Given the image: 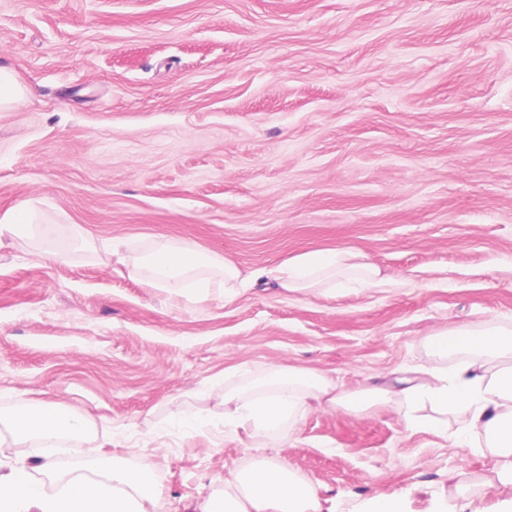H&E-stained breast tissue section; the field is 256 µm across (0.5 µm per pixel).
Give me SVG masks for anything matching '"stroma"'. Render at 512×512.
<instances>
[{"instance_id": "obj_1", "label": "stroma", "mask_w": 512, "mask_h": 512, "mask_svg": "<svg viewBox=\"0 0 512 512\" xmlns=\"http://www.w3.org/2000/svg\"><path fill=\"white\" fill-rule=\"evenodd\" d=\"M0 64L29 89L0 110V219L29 203L45 246H0V416L83 418L78 441L0 446V474L78 445L136 464L153 512H199L245 464L224 431L226 369L314 370L353 389L430 365L424 336L512 326V0H0ZM80 225L71 242L66 227ZM161 239L243 276L350 247L390 285L173 305L123 259ZM198 416L182 424L183 413ZM264 452L323 512H512L484 441L408 430L398 411L313 409Z\"/></svg>"}]
</instances>
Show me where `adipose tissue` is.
I'll return each mask as SVG.
<instances>
[{"mask_svg": "<svg viewBox=\"0 0 512 512\" xmlns=\"http://www.w3.org/2000/svg\"><path fill=\"white\" fill-rule=\"evenodd\" d=\"M46 232L40 212L27 204L0 219V239L39 240ZM130 268L149 287L184 302L204 301L217 283L223 285L229 304L248 283L260 280L275 281L288 293L302 296L388 282L378 266L348 248L306 251L245 278L227 257L161 240L135 256ZM428 342L441 357L437 364L353 390L311 371L270 367L257 374H225L224 427L246 431L254 440L273 439L316 407L357 414L386 405L399 409L406 425L418 429L424 425L419 412L428 407L454 414L460 438L484 439L501 459L499 478L512 480V327L468 324L436 332ZM459 354L467 355V362L448 365V358ZM491 359L499 362L493 371L487 367ZM4 426L21 443H49L83 430L80 419L35 403L18 409ZM76 463L74 473L60 477L61 489L54 494L33 482L26 468L0 476V512H151L158 483L149 462L108 467L101 455L80 453ZM200 512H322V504L317 490L284 462L255 454L248 465L231 470L222 495L204 503Z\"/></svg>", "mask_w": 512, "mask_h": 512, "instance_id": "ef3b65f1", "label": "adipose tissue"}]
</instances>
